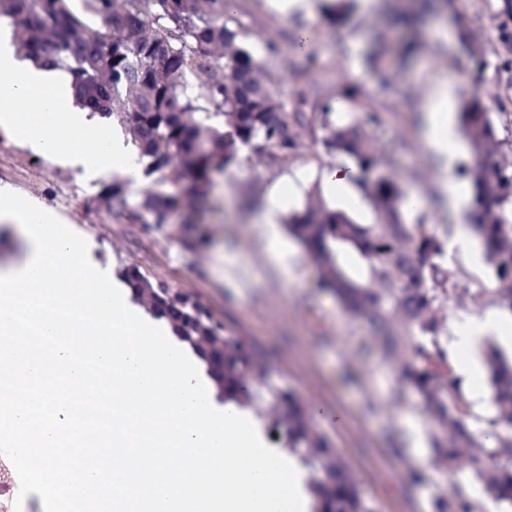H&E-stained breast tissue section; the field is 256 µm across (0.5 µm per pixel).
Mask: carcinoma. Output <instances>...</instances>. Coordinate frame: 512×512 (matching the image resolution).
<instances>
[{
    "label": "carcinoma",
    "mask_w": 512,
    "mask_h": 512,
    "mask_svg": "<svg viewBox=\"0 0 512 512\" xmlns=\"http://www.w3.org/2000/svg\"><path fill=\"white\" fill-rule=\"evenodd\" d=\"M188 2L183 7L181 0H0V15L13 20L17 51L67 73L76 103L117 120L138 149L144 174L138 200L130 201L126 183L115 177L96 195L97 210L147 228L164 226L173 212L194 224L213 176L237 163L244 151L269 169H282L306 155L311 136L327 156L349 160L375 221L359 224L316 197L288 216V232L319 266L344 310L369 317L382 331L399 377L448 434L435 448L437 461L450 473L470 467L489 493L512 505V361L497 349L488 355L495 414L480 441L471 431V405L448 363L444 341V309L451 300L487 294L512 315V138L499 136L479 101L464 104L461 122L475 163L460 174L473 186L471 227L495 283L488 289L462 267L442 262V241L430 225L405 221L406 194L396 178H368L379 165L377 147L358 123L333 119L335 99L311 103L298 90L286 105L271 91L244 35L224 21L230 0ZM431 3L419 0L414 11L397 16L395 25L417 28ZM348 11L346 0H332L331 25L343 26ZM386 52L384 41L368 58L384 87L393 78ZM163 181L178 190L155 191ZM338 244L365 259L366 284L337 265ZM121 277L132 301L166 321L206 364L218 399L250 409L268 422L281 449L301 453L313 469L312 512H376L308 410L269 382L270 367L260 351L230 335L202 304L151 281L137 267H125ZM176 303L183 307L178 313L170 310ZM393 319L404 333L391 331ZM438 508L472 512L461 488L451 503Z\"/></svg>",
    "instance_id": "cac0c4a2"
}]
</instances>
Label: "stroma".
<instances>
[{"instance_id":"35a3bbf8","label":"stroma","mask_w":512,"mask_h":512,"mask_svg":"<svg viewBox=\"0 0 512 512\" xmlns=\"http://www.w3.org/2000/svg\"><path fill=\"white\" fill-rule=\"evenodd\" d=\"M311 2V8L283 16L266 0H232L228 16L241 24L284 102H291L302 85L321 97L360 86L362 97L342 107L340 118L366 123L367 113L378 114V123L366 124L378 147L401 145L389 172L426 201L423 208L405 211V220L448 235L452 218L439 182L444 165L422 140L418 107L446 79L460 96L479 94L498 126H512V53L500 34L501 28L512 30V18L503 13V0H453L460 23L480 38L482 51L474 56L438 36L437 18H429L416 34L415 57L403 66V80L386 91L378 88L365 56L374 36L387 31L394 12L410 0H376L370 10L356 6L341 28L327 21L326 0ZM302 32L316 57L311 70L296 47ZM271 43L276 46L272 52L267 49ZM21 155L24 172L0 162V187L49 208L84 237L96 268L114 275L135 265L152 279L194 295L234 335L268 354L274 385L307 406L340 412V424L319 417L314 424L350 464L378 512H435L437 499L454 484L464 488L474 512H487L489 494L469 471L451 475L436 465L432 444L441 432L432 420L423 422L428 447L419 452L410 447L403 419L421 416L422 409L385 356L382 336L366 317L345 313L331 293L319 288L318 269L295 239L286 238L283 258H275L267 227L248 204L252 196L266 200L272 188L287 190L289 177L302 170L307 178L290 208L303 210L307 194L319 187L321 171L331 164L321 145L310 144L306 158L274 172L257 160L240 159L216 176L197 224L188 228L176 217L151 230L98 211L93 198L102 181H87L71 167H48L26 149ZM188 238L203 239L202 248L188 249Z\"/></svg>"}]
</instances>
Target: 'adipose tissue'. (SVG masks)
<instances>
[{"mask_svg":"<svg viewBox=\"0 0 512 512\" xmlns=\"http://www.w3.org/2000/svg\"><path fill=\"white\" fill-rule=\"evenodd\" d=\"M12 20L0 16V97L15 108L0 113V129L34 154L59 166L80 169L87 180L116 172L137 186L143 180L138 153L123 137L101 124L89 110L75 106L69 77L62 71L20 59L13 45ZM425 115L422 136L447 165L467 151L465 135L456 120V90L441 83L434 99L422 103ZM497 341L512 352V316L492 307L459 323L448 348V360L466 393H473V379L486 342Z\"/></svg>","mask_w":512,"mask_h":512,"instance_id":"ef3b65f1","label":"adipose tissue"}]
</instances>
